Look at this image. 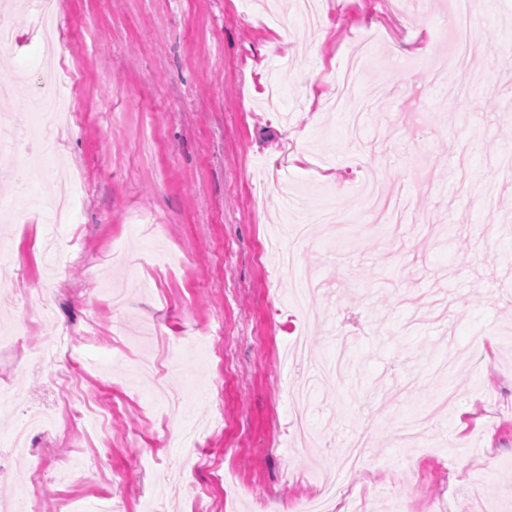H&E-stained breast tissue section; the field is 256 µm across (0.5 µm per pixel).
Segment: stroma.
Segmentation results:
<instances>
[{
  "instance_id": "stroma-1",
  "label": "stroma",
  "mask_w": 512,
  "mask_h": 512,
  "mask_svg": "<svg viewBox=\"0 0 512 512\" xmlns=\"http://www.w3.org/2000/svg\"><path fill=\"white\" fill-rule=\"evenodd\" d=\"M59 0L62 48L47 58L30 7L0 10V89L13 121L0 146L39 153L38 175L1 193L25 220L0 223V296L21 349L0 348V486L71 460L43 482L34 512H77L106 495L142 512L159 491L173 512H302L337 455L366 435L367 464L336 488L333 512H512V0H479L467 32L472 94L451 106L423 56L454 47L455 0ZM372 34L373 63L352 90L360 138L332 100L350 46ZM76 73L82 118L50 141L28 136L40 72ZM380 170L405 189L395 240L363 212L355 182ZM289 172L310 207L282 204ZM299 266L319 284L298 309L274 260L297 224ZM50 310L36 322L42 274ZM74 339L46 373L48 337ZM344 337L341 380L317 369ZM486 337L475 348L473 337ZM467 361L434 375L449 351ZM109 404L101 422L61 421L12 453L32 408Z\"/></svg>"
}]
</instances>
